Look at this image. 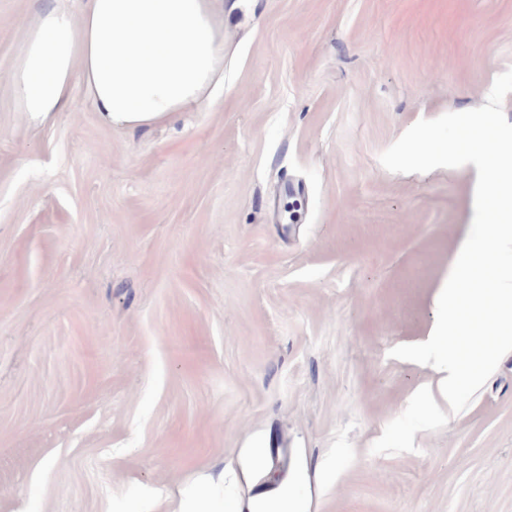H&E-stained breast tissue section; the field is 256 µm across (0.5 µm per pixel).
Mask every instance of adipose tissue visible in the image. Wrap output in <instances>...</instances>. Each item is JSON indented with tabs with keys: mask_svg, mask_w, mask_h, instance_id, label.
Here are the masks:
<instances>
[{
	"mask_svg": "<svg viewBox=\"0 0 512 512\" xmlns=\"http://www.w3.org/2000/svg\"><path fill=\"white\" fill-rule=\"evenodd\" d=\"M224 80V0H89L49 7L23 29L10 73L18 111L49 120L84 86L117 127L173 121Z\"/></svg>",
	"mask_w": 512,
	"mask_h": 512,
	"instance_id": "adipose-tissue-1",
	"label": "adipose tissue"
}]
</instances>
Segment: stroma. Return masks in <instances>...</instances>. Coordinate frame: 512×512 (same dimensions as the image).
<instances>
[{
    "label": "stroma",
    "mask_w": 512,
    "mask_h": 512,
    "mask_svg": "<svg viewBox=\"0 0 512 512\" xmlns=\"http://www.w3.org/2000/svg\"><path fill=\"white\" fill-rule=\"evenodd\" d=\"M0 0V512H512V356L417 452L370 447L440 372L429 339L473 166L397 174L422 119L485 104L512 0H224V91L146 129L82 86L15 111Z\"/></svg>",
    "instance_id": "35a3bbf8"
}]
</instances>
